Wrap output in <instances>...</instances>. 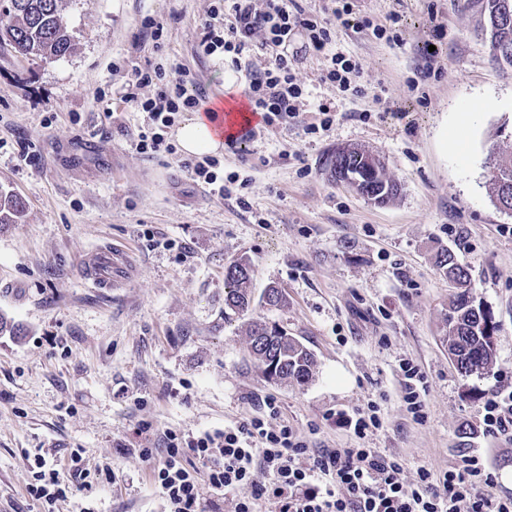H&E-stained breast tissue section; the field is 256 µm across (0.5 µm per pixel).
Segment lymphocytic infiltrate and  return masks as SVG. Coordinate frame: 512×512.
<instances>
[{"label": "lymphocytic infiltrate", "instance_id": "1", "mask_svg": "<svg viewBox=\"0 0 512 512\" xmlns=\"http://www.w3.org/2000/svg\"><path fill=\"white\" fill-rule=\"evenodd\" d=\"M352 14L349 0L329 18L307 12L298 0H215L199 45L208 56L219 50L230 54L233 65L242 68V91L262 116L247 140L298 114L296 70L306 57L324 56L322 81L343 91L356 82L358 62L331 49L335 26H350ZM299 29L308 34L300 51L291 47ZM256 46L267 54L259 69L246 61ZM124 78V101L147 115L146 128L135 139L143 154L160 150L163 132L179 112L200 110L207 99L205 87L183 70L134 65ZM151 85L158 88L156 96L142 97V88ZM482 425L487 436L512 441V390L498 388L485 398ZM163 443L162 458L150 448L138 454L151 463L153 485L170 512H206L213 498L233 501V512H260L265 502L275 504L277 512H512V495L494 492L495 476L482 453H461L438 472L419 468L408 486L396 456L375 448L309 447L296 428L282 422L280 405L271 396L262 399L260 414L250 420L197 436L168 431Z\"/></svg>", "mask_w": 512, "mask_h": 512}]
</instances>
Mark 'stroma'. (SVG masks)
Returning a JSON list of instances; mask_svg holds the SVG:
<instances>
[{"label":"stroma","mask_w":512,"mask_h":512,"mask_svg":"<svg viewBox=\"0 0 512 512\" xmlns=\"http://www.w3.org/2000/svg\"><path fill=\"white\" fill-rule=\"evenodd\" d=\"M357 26L336 27L338 49L359 62L361 94L322 82V59L296 71L308 105L288 124L219 154L218 175L249 179L240 199L214 194L165 151L134 139L144 113L122 100L113 65L182 68L210 98L232 71L223 53L200 55L213 0H63L74 50L22 59L0 51V189L25 215L0 226V512H45L27 493L45 454L61 477L70 455L113 482L71 483L55 512H167L138 448L164 430L196 435L260 412L276 397L281 418L312 448H376L400 457L404 483L419 467L442 469L462 452L494 457L495 490L512 494V448L483 436V393L512 386V216L489 191L493 160L512 157V69L494 64L467 0H352ZM402 18L401 39L373 24ZM151 16L161 42L142 37ZM370 26H362V19ZM445 37L434 62L423 44ZM417 84L427 101L403 120L388 112ZM336 120L305 134L315 107ZM465 128L463 150L444 137ZM92 136L98 155L81 152ZM380 156L399 185L377 205L331 180L324 162L338 146ZM126 244L133 272L116 288L93 287L82 260ZM447 249L467 271L476 301L498 325L495 362L461 377L441 339L453 291L435 266ZM248 258L249 311L224 314V269ZM284 306L262 303L267 286ZM262 318L314 355L302 385L268 381L249 357L246 329ZM427 383L426 417L405 408L400 359ZM377 406L379 429L355 440L335 414Z\"/></svg>","instance_id":"1"}]
</instances>
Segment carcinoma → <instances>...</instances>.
Here are the masks:
<instances>
[{"instance_id":"1","label":"carcinoma","mask_w":512,"mask_h":512,"mask_svg":"<svg viewBox=\"0 0 512 512\" xmlns=\"http://www.w3.org/2000/svg\"><path fill=\"white\" fill-rule=\"evenodd\" d=\"M502 0H471L478 7L486 26L495 25L498 5ZM509 47V54L497 57L496 44ZM489 54L502 67L512 68V27L489 32ZM0 49L13 52L25 59L39 57L61 59L74 50L70 34L61 13V0H0ZM374 187L362 189V196L378 192L377 203L385 204L399 191L397 183L388 176L373 180ZM493 198L512 194V162H495L490 178ZM25 203L17 195L0 193V225L16 224L22 218ZM437 266L443 276L457 285V291L448 301L444 318V341L448 353L460 362L457 367L463 376L486 373L494 361V336L498 325L491 312L475 303L470 294V282L465 270L455 262L448 251L437 254ZM253 279L251 262L240 258L231 263L224 274V308L241 313L251 305L250 284ZM259 321L249 324V354L268 371L277 365L281 380L303 384L309 380L315 361L311 351L299 340L272 330L268 341L257 344Z\"/></svg>"}]
</instances>
